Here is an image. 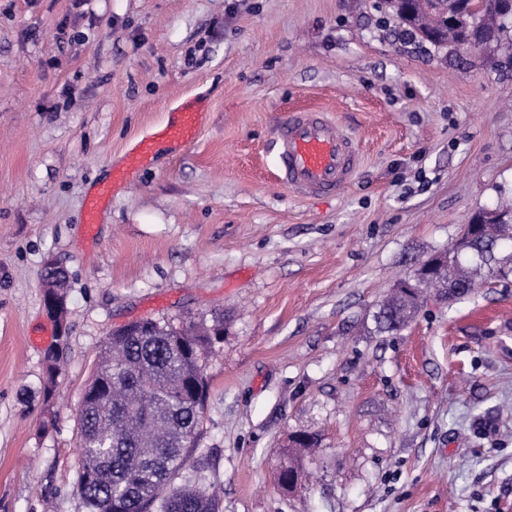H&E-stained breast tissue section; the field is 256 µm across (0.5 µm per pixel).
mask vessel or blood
<instances>
[{"mask_svg": "<svg viewBox=\"0 0 512 512\" xmlns=\"http://www.w3.org/2000/svg\"><path fill=\"white\" fill-rule=\"evenodd\" d=\"M199 124V112L184 105L177 118L154 135L136 144L126 158V171L147 165L161 148L190 143ZM279 177L300 197L332 194L348 184L359 167L360 157L351 138L326 112L294 110L274 132Z\"/></svg>", "mask_w": 512, "mask_h": 512, "instance_id": "vessel-or-blood-1", "label": "vessel or blood"}]
</instances>
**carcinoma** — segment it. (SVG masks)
<instances>
[{"mask_svg": "<svg viewBox=\"0 0 512 512\" xmlns=\"http://www.w3.org/2000/svg\"><path fill=\"white\" fill-rule=\"evenodd\" d=\"M496 0H470L461 9L443 0H421L400 15L403 7L383 0L400 20V36L407 42L428 44L436 50L456 45L476 21L485 37L481 49L501 46L506 18ZM496 211L505 216L472 242L483 256L473 260L441 261L421 281V294L447 290L459 300L494 274L502 259L494 246L512 240V204ZM413 303L394 291L379 305V327L397 332L409 324ZM212 345L210 330L189 322L179 328L148 319L138 331L120 327L106 338L78 406L81 465L77 488L87 512H219V501L193 485H173L190 454L198 449L199 427L207 381L201 359ZM318 439L309 435L288 450V471L304 467L315 455Z\"/></svg>", "mask_w": 512, "mask_h": 512, "instance_id": "cac0c4a2", "label": "carcinoma"}]
</instances>
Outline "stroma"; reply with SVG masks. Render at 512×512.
I'll list each match as a JSON object with an SVG mask.
<instances>
[{"label": "stroma", "mask_w": 512, "mask_h": 512, "mask_svg": "<svg viewBox=\"0 0 512 512\" xmlns=\"http://www.w3.org/2000/svg\"><path fill=\"white\" fill-rule=\"evenodd\" d=\"M392 26L381 0H0V512H85L76 410L109 333L146 318L222 329L180 475L220 512H512V274L426 295L396 334L374 319L512 195V45L458 58ZM190 100L194 141L88 220L94 188ZM295 107L353 136L339 192L280 182L273 134ZM303 432L323 463L289 494L276 475Z\"/></svg>", "instance_id": "stroma-1"}]
</instances>
